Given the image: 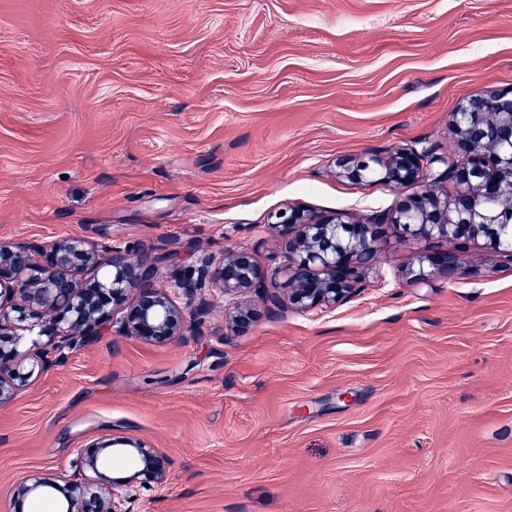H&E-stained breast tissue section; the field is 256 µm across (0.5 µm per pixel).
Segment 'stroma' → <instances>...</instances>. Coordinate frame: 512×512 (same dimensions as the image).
<instances>
[{
	"label": "stroma",
	"mask_w": 512,
	"mask_h": 512,
	"mask_svg": "<svg viewBox=\"0 0 512 512\" xmlns=\"http://www.w3.org/2000/svg\"><path fill=\"white\" fill-rule=\"evenodd\" d=\"M512 90V0H0V242L139 246L159 284L254 251L280 300L197 335L106 332L0 406V512L29 474L144 441L136 512H512V258L404 240L336 307L286 304L272 214L370 222L410 191L336 159L445 155L458 103ZM460 252L459 279L410 278ZM234 310L226 316L227 326L235 333L248 332L257 321L260 310L256 308H242L235 306Z\"/></svg>",
	"instance_id": "stroma-1"
}]
</instances>
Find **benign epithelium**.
<instances>
[{
	"mask_svg": "<svg viewBox=\"0 0 512 512\" xmlns=\"http://www.w3.org/2000/svg\"><path fill=\"white\" fill-rule=\"evenodd\" d=\"M453 153L424 157L408 148L386 159L342 157L336 165L353 181L375 174L396 186L426 179L455 184L452 194L418 192L402 200L389 222L407 239H448L465 244L484 239L512 256V91L483 88L451 114ZM272 226L288 239L299 259L288 264L295 284L289 302L302 310L334 306L355 289L362 271L376 258L373 243L380 223L347 224L336 217L293 207L273 215ZM128 246L103 245L81 236H63L49 245L15 240L0 243V406L35 373L45 371L67 349L97 341L106 328L121 337L167 344L199 332L208 305L196 302L204 281L213 280L235 298L266 288L254 251L237 250L200 261L199 278L175 280L182 295L157 286V260L133 261ZM419 268L416 280H454L464 274L458 257L445 253ZM260 315L256 308L234 307L226 316L235 333L248 332ZM40 347L30 356L20 350L25 335ZM46 340H40V337ZM135 460L138 472L108 480L99 469L106 450ZM168 460L137 439L93 443L79 453L78 473L51 479L32 475L14 490L15 498L49 488L57 512H135L143 493L167 479Z\"/></svg>",
	"mask_w": 512,
	"mask_h": 512,
	"instance_id": "1",
	"label": "benign epithelium"
}]
</instances>
